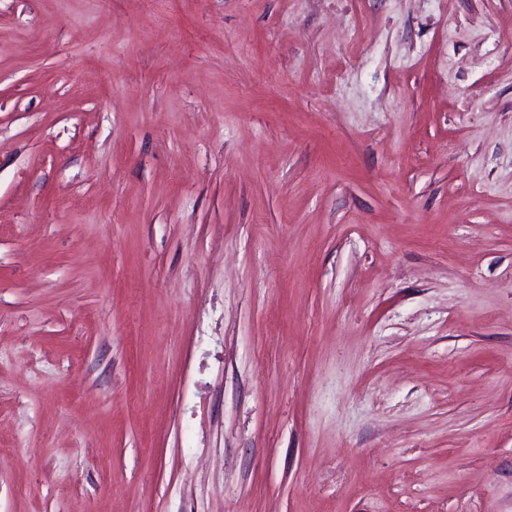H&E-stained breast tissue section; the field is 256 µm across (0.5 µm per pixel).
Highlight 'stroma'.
I'll use <instances>...</instances> for the list:
<instances>
[{"mask_svg":"<svg viewBox=\"0 0 512 512\" xmlns=\"http://www.w3.org/2000/svg\"><path fill=\"white\" fill-rule=\"evenodd\" d=\"M0 512H512V0H0Z\"/></svg>","mask_w":512,"mask_h":512,"instance_id":"1","label":"stroma"}]
</instances>
